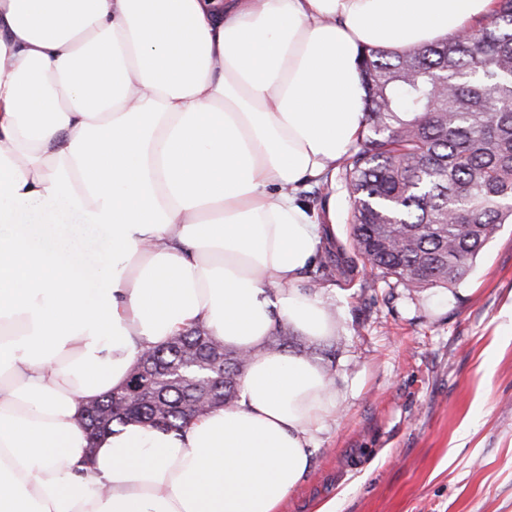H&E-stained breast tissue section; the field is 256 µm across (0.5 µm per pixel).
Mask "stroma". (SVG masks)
Segmentation results:
<instances>
[{
    "instance_id": "35a3bbf8",
    "label": "stroma",
    "mask_w": 512,
    "mask_h": 512,
    "mask_svg": "<svg viewBox=\"0 0 512 512\" xmlns=\"http://www.w3.org/2000/svg\"><path fill=\"white\" fill-rule=\"evenodd\" d=\"M335 284L311 355L342 397L282 512H512V224L456 288Z\"/></svg>"
}]
</instances>
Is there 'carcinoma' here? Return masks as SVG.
Masks as SVG:
<instances>
[{
    "label": "carcinoma",
    "mask_w": 512,
    "mask_h": 512,
    "mask_svg": "<svg viewBox=\"0 0 512 512\" xmlns=\"http://www.w3.org/2000/svg\"><path fill=\"white\" fill-rule=\"evenodd\" d=\"M468 36L402 53L362 54L366 125L335 180L351 200L354 251L405 288H452L498 227L512 224V0ZM326 181L304 195L311 208ZM356 265L321 260L318 288ZM249 360L202 326L144 351L123 386L89 400L86 429L142 423L179 430L214 407H230Z\"/></svg>",
    "instance_id": "carcinoma-1"
}]
</instances>
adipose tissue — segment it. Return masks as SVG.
<instances>
[{"mask_svg": "<svg viewBox=\"0 0 512 512\" xmlns=\"http://www.w3.org/2000/svg\"><path fill=\"white\" fill-rule=\"evenodd\" d=\"M493 0H0V512H280L338 394L280 328L334 336L301 202L366 123L361 53ZM98 233L104 251L75 240ZM104 285L90 287L91 277ZM203 326L235 406L90 442L80 407Z\"/></svg>", "mask_w": 512, "mask_h": 512, "instance_id": "ef3b65f1", "label": "adipose tissue"}]
</instances>
